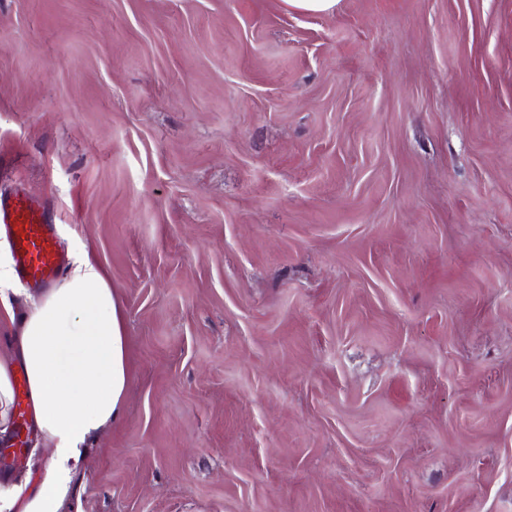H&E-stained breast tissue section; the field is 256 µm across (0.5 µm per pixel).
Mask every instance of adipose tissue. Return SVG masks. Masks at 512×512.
<instances>
[{
	"label": "adipose tissue",
	"instance_id": "obj_1",
	"mask_svg": "<svg viewBox=\"0 0 512 512\" xmlns=\"http://www.w3.org/2000/svg\"><path fill=\"white\" fill-rule=\"evenodd\" d=\"M0 241V320L15 323V365L0 362V441L9 442L14 371L22 369L39 435L51 447L36 487L0 475V512H60L74 497L89 442L122 413L129 381L121 308L100 268L76 250L67 276L22 314L5 302L16 281Z\"/></svg>",
	"mask_w": 512,
	"mask_h": 512
}]
</instances>
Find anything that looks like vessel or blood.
Listing matches in <instances>:
<instances>
[{
  "instance_id": "obj_1",
  "label": "vessel or blood",
  "mask_w": 512,
  "mask_h": 512,
  "mask_svg": "<svg viewBox=\"0 0 512 512\" xmlns=\"http://www.w3.org/2000/svg\"><path fill=\"white\" fill-rule=\"evenodd\" d=\"M0 236L8 240L24 281L45 288L61 276L64 260L50 218L22 191L0 196Z\"/></svg>"
}]
</instances>
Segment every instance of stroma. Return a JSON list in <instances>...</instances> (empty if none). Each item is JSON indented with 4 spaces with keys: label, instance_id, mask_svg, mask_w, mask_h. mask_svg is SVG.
Wrapping results in <instances>:
<instances>
[{
    "label": "stroma",
    "instance_id": "1",
    "mask_svg": "<svg viewBox=\"0 0 512 512\" xmlns=\"http://www.w3.org/2000/svg\"><path fill=\"white\" fill-rule=\"evenodd\" d=\"M18 189L129 336L61 512H512V0H0ZM340 0H284V3L291 9L319 14L329 15L336 12V6Z\"/></svg>",
    "mask_w": 512,
    "mask_h": 512
}]
</instances>
